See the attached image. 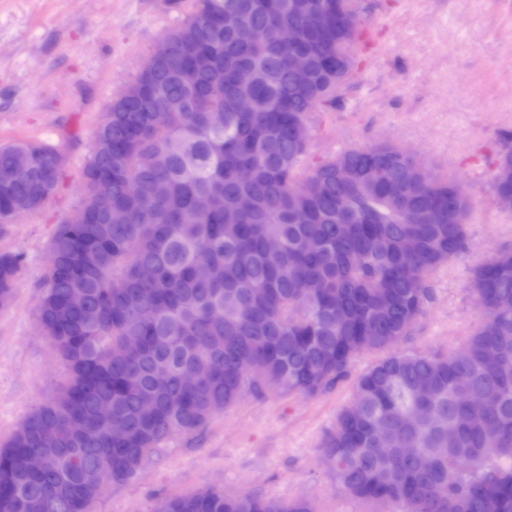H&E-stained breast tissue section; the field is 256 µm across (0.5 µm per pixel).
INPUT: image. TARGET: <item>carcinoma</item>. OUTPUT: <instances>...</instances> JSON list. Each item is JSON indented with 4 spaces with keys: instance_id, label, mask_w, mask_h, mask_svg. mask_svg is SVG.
Here are the masks:
<instances>
[{
    "instance_id": "obj_1",
    "label": "carcinoma",
    "mask_w": 512,
    "mask_h": 512,
    "mask_svg": "<svg viewBox=\"0 0 512 512\" xmlns=\"http://www.w3.org/2000/svg\"><path fill=\"white\" fill-rule=\"evenodd\" d=\"M237 21L296 28L307 80L292 49L242 41ZM363 35L345 0H196L167 54L112 100L83 202L51 238L38 305L68 375L0 445V512H90L104 482L134 479L175 437L262 395L264 378L315 396L364 353L374 359L321 444L344 495L374 512H512V248L472 268L485 305L460 350H404L432 299L429 275L468 248L473 199L389 141L303 167L310 141L294 130L342 106ZM370 165L382 181L365 177ZM61 169L52 146L0 145V223L39 209ZM491 189L512 194L510 133ZM204 196L220 206L198 212ZM101 197L125 222L98 212ZM20 265L0 252V304ZM87 470L103 483L86 484ZM155 512L316 508L206 487Z\"/></svg>"
}]
</instances>
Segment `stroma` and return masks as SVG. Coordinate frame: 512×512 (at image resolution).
Wrapping results in <instances>:
<instances>
[{"instance_id": "obj_1", "label": "stroma", "mask_w": 512, "mask_h": 512, "mask_svg": "<svg viewBox=\"0 0 512 512\" xmlns=\"http://www.w3.org/2000/svg\"><path fill=\"white\" fill-rule=\"evenodd\" d=\"M193 0H0V144L38 141L64 157L36 211L0 224V252L24 257L0 305V443L66 373L38 323L49 242L83 199V170L106 106L132 82ZM372 41L345 106L313 115L305 160L391 140L456 177L475 201L468 250L430 279L433 293L404 348H459L483 317L471 269L512 246V211L491 191L498 140L512 133V0H350ZM343 382L318 396L265 390L172 440L93 512H155L159 498L214 486L228 493L313 500L317 512H368L342 494L320 447L351 399Z\"/></svg>"}]
</instances>
